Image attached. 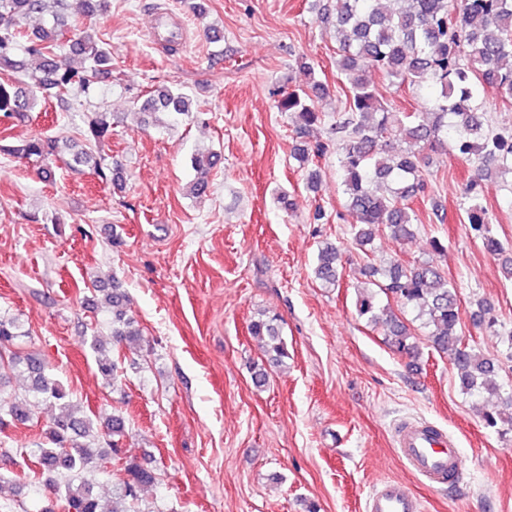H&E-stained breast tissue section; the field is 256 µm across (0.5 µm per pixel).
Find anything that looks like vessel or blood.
I'll return each mask as SVG.
<instances>
[{
  "label": "vessel or blood",
  "instance_id": "b4317fda",
  "mask_svg": "<svg viewBox=\"0 0 512 512\" xmlns=\"http://www.w3.org/2000/svg\"><path fill=\"white\" fill-rule=\"evenodd\" d=\"M393 438L410 471L429 485L455 484L465 470L456 439L430 421H398ZM365 512H423V505L404 481L391 479L372 487Z\"/></svg>",
  "mask_w": 512,
  "mask_h": 512
}]
</instances>
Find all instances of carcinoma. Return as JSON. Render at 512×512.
I'll return each mask as SVG.
<instances>
[{
  "instance_id": "1",
  "label": "carcinoma",
  "mask_w": 512,
  "mask_h": 512,
  "mask_svg": "<svg viewBox=\"0 0 512 512\" xmlns=\"http://www.w3.org/2000/svg\"><path fill=\"white\" fill-rule=\"evenodd\" d=\"M52 21L28 39L25 54L39 60L26 73L17 59L20 20L41 14L48 5ZM102 11L101 0H0V115L22 119L33 111L38 96L56 98L66 111L73 91L95 92L99 79L112 73V57L89 30L65 38L70 18L92 17ZM331 15L336 29V68L349 89L348 112L336 121L340 134L336 161L342 172L343 194L354 219L355 244L367 251L374 228L386 226L394 240L415 234L417 214L410 201L425 193V151L451 150L471 161L466 187V216L471 230L491 255L503 252L494 235L491 218L478 187L500 170L512 171V132L489 128L478 103L479 89L496 86L512 91V0H334ZM81 58L75 67L62 55L63 43ZM380 73L400 86L437 87L419 111L403 112L378 97L369 74ZM281 112L293 115L302 135L322 123L304 89L282 92L276 101ZM144 123L167 127L193 118L190 98L181 90L155 87L140 105ZM112 135L111 113L89 112L84 137L89 147L77 148L70 140L33 135L6 152L38 164L48 177L50 165L68 156L66 165L78 172L89 170L105 184L121 190L123 165L97 154L93 146ZM329 145L294 149V159L307 171V187L318 189L315 160ZM340 247L319 242L314 277L325 288H336L342 278ZM369 286L358 291L360 317L383 329L386 343L398 354L419 355L415 329L380 303L384 294L402 310L415 313L434 348L451 353L461 391L493 398L497 410L483 415L486 426L502 435L512 432V384L499 378L498 362L466 344L462 336L461 309L456 286L429 262L404 263L393 259L379 267L368 263ZM102 294L100 309L111 316L112 348L141 341L142 333L128 315L129 299L116 287L94 288ZM249 334L264 344L271 360L288 356L278 316L266 312L250 321ZM25 335L17 318L0 313V381L5 371L26 379L20 397L0 404V425L5 419L25 423L45 405L58 409L43 441L30 452L39 469L53 475L46 487L59 496L64 512H141L142 494L158 480L153 468L125 455L126 419L114 414L100 423L74 404L69 390L56 378L47 359L34 352L11 350ZM91 348L107 384H115L121 360L106 353L94 336ZM117 463L112 483V506H105L94 492L88 475L103 468L107 459Z\"/></svg>"
}]
</instances>
